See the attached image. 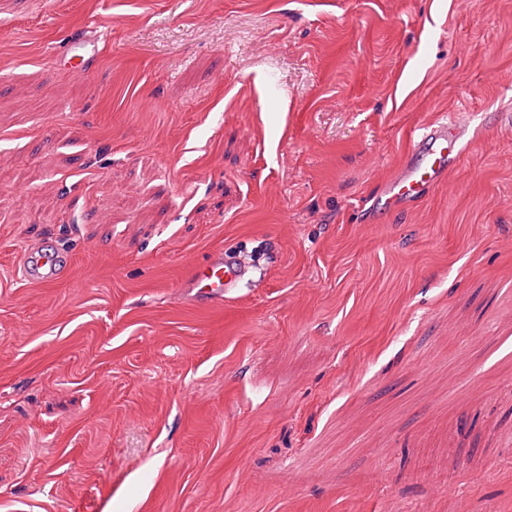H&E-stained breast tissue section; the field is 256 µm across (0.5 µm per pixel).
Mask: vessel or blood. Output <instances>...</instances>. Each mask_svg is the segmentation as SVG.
Instances as JSON below:
<instances>
[{
  "mask_svg": "<svg viewBox=\"0 0 512 512\" xmlns=\"http://www.w3.org/2000/svg\"><path fill=\"white\" fill-rule=\"evenodd\" d=\"M461 152L460 133L455 125L445 120L428 124L414 137L411 150L395 175L374 195V206L398 210L423 197L446 178ZM23 271L26 277L51 284L64 275L65 268L59 251L41 243L28 249ZM244 274L242 264L225 260L223 252L218 251L207 264L189 267L179 286L198 300L220 305Z\"/></svg>",
  "mask_w": 512,
  "mask_h": 512,
  "instance_id": "b4317fda",
  "label": "vessel or blood"
}]
</instances>
